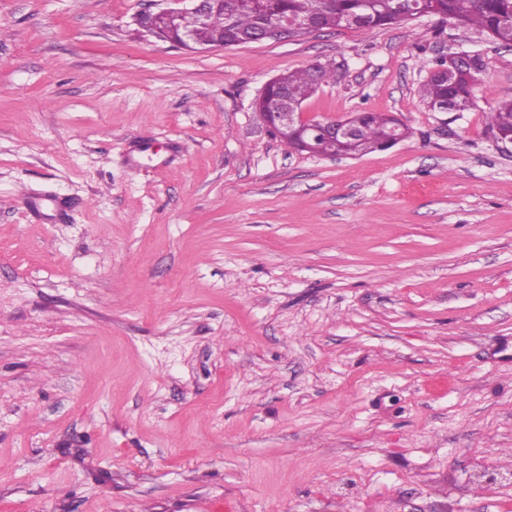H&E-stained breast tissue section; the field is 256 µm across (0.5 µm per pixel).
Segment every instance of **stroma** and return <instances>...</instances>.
I'll return each mask as SVG.
<instances>
[{"label": "stroma", "instance_id": "stroma-1", "mask_svg": "<svg viewBox=\"0 0 512 512\" xmlns=\"http://www.w3.org/2000/svg\"><path fill=\"white\" fill-rule=\"evenodd\" d=\"M0 0V512H512V46L423 16L193 52ZM459 49L475 105L418 89ZM399 118L358 158L254 108ZM311 70L312 67L308 66L303 69L288 71L287 73H284L282 75L284 79L288 82V86L290 88H292L301 95H308L311 93V96L316 92V90L322 83H328L336 79V66L326 65L323 67L320 74V79L322 83L315 85L314 80L312 78ZM487 125L495 135H512V101L502 102L487 113Z\"/></svg>", "mask_w": 512, "mask_h": 512}]
</instances>
